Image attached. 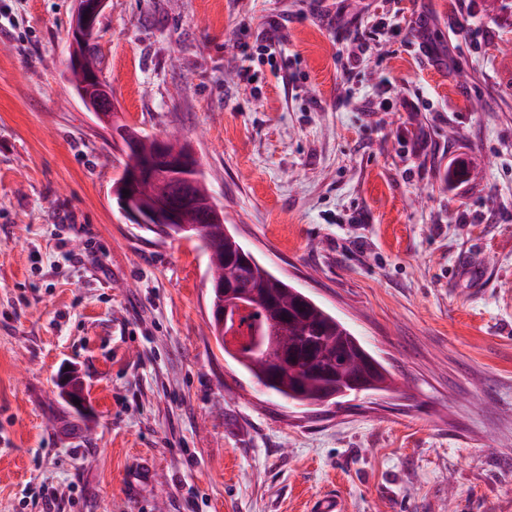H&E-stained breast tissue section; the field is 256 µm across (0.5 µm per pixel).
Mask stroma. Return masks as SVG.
<instances>
[{"label":"stroma","mask_w":512,"mask_h":512,"mask_svg":"<svg viewBox=\"0 0 512 512\" xmlns=\"http://www.w3.org/2000/svg\"><path fill=\"white\" fill-rule=\"evenodd\" d=\"M72 13L0 0V512H512V0L99 20L125 122L179 130L229 230L388 370L313 410L225 355L201 242L121 214L125 157L66 80Z\"/></svg>","instance_id":"obj_1"}]
</instances>
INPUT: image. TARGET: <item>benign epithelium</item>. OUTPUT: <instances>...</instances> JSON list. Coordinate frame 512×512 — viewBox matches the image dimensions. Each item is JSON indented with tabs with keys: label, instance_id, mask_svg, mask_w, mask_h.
<instances>
[{
	"label": "benign epithelium",
	"instance_id": "obj_1",
	"mask_svg": "<svg viewBox=\"0 0 512 512\" xmlns=\"http://www.w3.org/2000/svg\"><path fill=\"white\" fill-rule=\"evenodd\" d=\"M111 0H75L70 39V62L80 68L82 60L78 46L97 37V20ZM82 102L110 135L113 143L129 154L128 166L119 181L113 186L112 194L131 224L156 228L158 224L169 225L168 232L177 236L184 233H199L200 227L184 222V210L189 204L198 205L207 214V222L222 223L224 217L210 199L199 201L194 197V187L201 179L200 163L188 148L179 155L169 151L171 141L179 137L172 131L157 138L154 158L142 163L133 154L138 135L134 127L119 120L112 94L98 74H87L84 87L80 89ZM129 191L123 196V191ZM236 269H224V278H213L210 283L226 289L224 300L212 310L227 348L238 349L235 339L239 335L240 317L249 310L254 294L234 287ZM383 370L378 361L363 356L362 371L350 381V388L356 394L378 391L385 387L381 377Z\"/></svg>",
	"mask_w": 512,
	"mask_h": 512
}]
</instances>
